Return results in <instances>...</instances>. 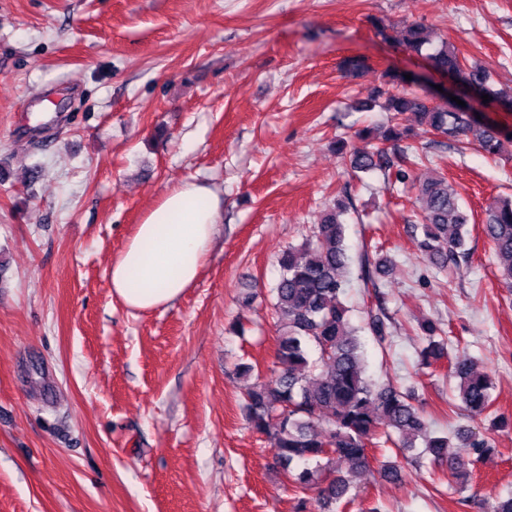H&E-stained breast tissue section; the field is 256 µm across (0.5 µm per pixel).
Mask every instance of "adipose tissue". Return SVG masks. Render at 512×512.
Instances as JSON below:
<instances>
[{"instance_id": "1", "label": "adipose tissue", "mask_w": 512, "mask_h": 512, "mask_svg": "<svg viewBox=\"0 0 512 512\" xmlns=\"http://www.w3.org/2000/svg\"><path fill=\"white\" fill-rule=\"evenodd\" d=\"M223 208L206 184L168 189L136 227L110 272L112 295L132 312L167 306L198 279Z\"/></svg>"}]
</instances>
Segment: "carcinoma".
<instances>
[{
    "label": "carcinoma",
    "instance_id": "obj_1",
    "mask_svg": "<svg viewBox=\"0 0 512 512\" xmlns=\"http://www.w3.org/2000/svg\"><path fill=\"white\" fill-rule=\"evenodd\" d=\"M405 50L424 57L432 70L448 77L466 94L462 107L454 101L437 105L408 91L419 82L417 75L388 71L385 82L370 90L362 107L378 100L388 112V125L377 141L354 148L348 164L354 174L383 172L394 182L415 190L414 241L419 251L439 272L460 268L471 257L467 245L469 215L459 197L448 189L441 167L422 171L428 155L415 143L413 128L403 123L410 112L424 132L459 145H475L486 154L500 155L503 141L512 143V132L478 118L490 102L512 107V92L492 89L491 72L469 63L457 49L443 41L435 46L427 28L409 25L400 39ZM345 77L357 79L367 70L361 56L340 62ZM352 202L344 194L327 208L310 238L290 246L278 258L280 277L272 292L274 311L281 327L276 361L267 376H256L244 392L243 411L256 432L271 438L277 463L302 492L316 491L320 512H339L354 503L344 471L360 474L370 464L369 450L391 444L400 453L417 447L432 461L448 468V477L467 479L473 460L448 455V434L431 431L415 398L394 384H377L363 367L358 329L350 324L344 298L347 274L355 268L370 303L364 311L365 329L385 348L391 343L393 321L380 292V278L393 270L388 255L377 258L368 246L355 256L345 245V216ZM482 232L491 245L504 284L512 288V199H501L485 212ZM426 337L421 362L429 368L445 359L450 374L458 379L462 408L470 418L489 411L492 380L473 370L467 360L451 356L443 330L431 319L419 324ZM467 446L476 459L490 450V443L470 432ZM345 464L346 470L338 464Z\"/></svg>",
    "mask_w": 512,
    "mask_h": 512
}]
</instances>
